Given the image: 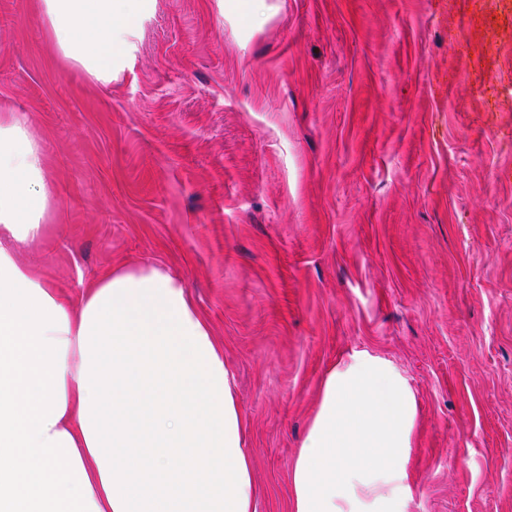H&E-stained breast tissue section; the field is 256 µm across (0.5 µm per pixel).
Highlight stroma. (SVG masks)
<instances>
[{
  "mask_svg": "<svg viewBox=\"0 0 512 512\" xmlns=\"http://www.w3.org/2000/svg\"><path fill=\"white\" fill-rule=\"evenodd\" d=\"M0 103L59 207L20 246L78 303L182 279L237 376L258 512H293L326 370L418 402L408 512H512V0H147L110 84L0 0Z\"/></svg>",
  "mask_w": 512,
  "mask_h": 512,
  "instance_id": "35a3bbf8",
  "label": "stroma"
}]
</instances>
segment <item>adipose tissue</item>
Segmentation results:
<instances>
[{
    "mask_svg": "<svg viewBox=\"0 0 512 512\" xmlns=\"http://www.w3.org/2000/svg\"><path fill=\"white\" fill-rule=\"evenodd\" d=\"M59 55L112 80L144 0H39ZM26 116L0 111V512H257L236 375L178 276L119 266L78 305L10 242L57 198ZM417 418L408 378L340 358L292 469L295 512H408Z\"/></svg>",
    "mask_w": 512,
    "mask_h": 512,
    "instance_id": "1",
    "label": "adipose tissue"
}]
</instances>
